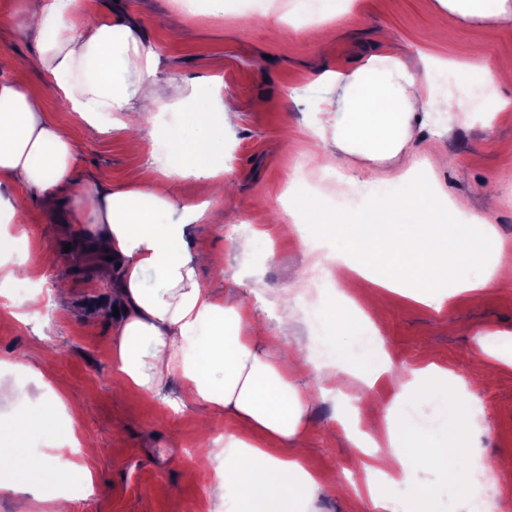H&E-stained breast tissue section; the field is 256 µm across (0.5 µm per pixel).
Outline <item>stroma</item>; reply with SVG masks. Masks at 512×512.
<instances>
[{"label": "stroma", "mask_w": 512, "mask_h": 512, "mask_svg": "<svg viewBox=\"0 0 512 512\" xmlns=\"http://www.w3.org/2000/svg\"><path fill=\"white\" fill-rule=\"evenodd\" d=\"M295 2L224 0L223 15L214 16L207 0H88L102 13L140 22L170 77H215L225 95L236 100L237 123L224 132V178L235 183L237 193L207 203L210 215L193 225L192 243L225 256L223 272L202 270L203 284L238 292L273 335L278 332L275 295L292 291L296 278L309 280L315 273L316 258L304 242L306 222L288 209L289 187L303 179L307 190L342 211L355 190L351 178L376 193L382 177L374 162L332 172L318 166V142L309 123L329 90L312 83L313 74L327 65L352 67L381 47H400L412 60L440 63L436 80L445 90L454 81L443 62L492 66L512 60V26L488 42L482 27L438 14L434 0H353L329 22L331 38L323 46L308 39L309 20L294 12ZM18 3L0 0V80L21 82L41 95L74 142L78 176L119 187L132 168L164 158L163 133L145 134L142 153L130 155L125 132L88 126L66 111L47 77L26 70L24 60L34 46L24 35ZM175 11L194 30L193 40H177L168 30L166 19ZM497 94L508 101L506 111H487L488 90H468L472 118L457 136L427 130L416 151L399 161L402 169L428 181L447 211L494 229L497 245L488 255L494 263L512 252V85ZM0 193L23 206L20 223L6 225V232L24 230L31 254L47 248L57 254L54 266H35L30 281L8 287L11 300L0 311V384L13 390L20 410L42 397L60 399V414H75L78 432L94 435L105 450L96 462L93 492L63 487L71 512H207L206 484L184 482L178 465L202 448L195 409L170 406L180 397L179 385L171 384L162 399L115 388L116 319L111 289L96 285L98 258L91 255L72 266L61 215L22 184ZM256 231L265 232V239L250 255L241 254L240 241ZM380 276L376 270L359 280L354 293L360 308L365 294L379 296L374 324L398 371L373 390L378 413L371 422L379 427L395 395L412 381V369L434 363L469 377L485 334L512 335V288L458 293L436 310L402 291L379 292ZM35 291L43 303L26 311V299ZM23 311L28 314L24 324L16 318ZM357 391V379L343 377L335 400L315 401L309 409L306 465L319 475L321 489L306 512H372L367 475L336 417L343 399L355 398ZM472 393L482 409L476 451L495 469L512 472V366L494 364Z\"/></svg>", "instance_id": "stroma-1"}]
</instances>
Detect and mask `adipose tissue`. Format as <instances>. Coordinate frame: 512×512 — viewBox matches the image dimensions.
I'll list each match as a JSON object with an SVG mask.
<instances>
[{
	"instance_id": "1",
	"label": "adipose tissue",
	"mask_w": 512,
	"mask_h": 512,
	"mask_svg": "<svg viewBox=\"0 0 512 512\" xmlns=\"http://www.w3.org/2000/svg\"><path fill=\"white\" fill-rule=\"evenodd\" d=\"M434 6L449 19L489 32L512 23V0H435ZM21 11L24 32L36 45L26 67L43 73L81 120L94 124L107 115L113 129L125 130L179 108L186 123L168 132V155L152 172H134L128 187L111 189L76 179L73 143L42 98L22 83L0 81V184L24 183L66 207V228L77 242L73 265L89 249L102 256L98 277L111 282L119 310L112 355L118 384L158 397L176 382L180 406L221 413L232 422L223 447L210 451L220 465L183 462L186 477L206 482L212 497L236 502L238 512H297L300 500L320 489L298 446L313 399H327L338 377L355 374L363 384V408L370 414L377 409L370 392L392 363L375 328L347 308L332 306L324 324L342 339L329 361L305 345L292 355L282 342L297 322L290 298H276L279 333L272 336L238 295L205 287L203 263L220 266L224 260L191 248L189 230L202 212L183 203L172 184L191 178L204 195L224 194V139L214 126L230 124L234 111L220 85L211 84L204 98L199 81L170 79L142 26L121 15H91L86 0H21ZM314 79L334 92L313 127L327 167L361 158L387 164L388 170L385 192L364 214L329 213L317 197L295 189L292 206L307 214L311 237L345 239L361 251L364 266L397 274L398 285L437 309L448 297L445 283L459 293L502 284L496 268L475 276L463 271L467 259L491 251L490 232L440 222L433 194L396 166L416 149L432 120H442L445 132L454 133L465 110L462 99L440 90L431 75L415 77L400 49L369 54L348 70L322 69ZM405 210L416 212L413 223H391V215ZM27 250L25 235L0 234L1 297L7 284L28 279L30 267L10 259ZM347 335L355 345L344 343ZM308 372L320 379L318 391L298 389V378ZM416 374L418 386L401 390L399 401L432 402L445 413L427 429L408 410L387 421L380 437L387 450L364 468L393 473L409 497L394 500L370 489L383 512H434L435 495L419 481L428 469L457 485L487 473L485 459L473 448L478 408L452 412L447 371L430 364ZM46 432L54 448L34 454L30 440ZM74 440L72 423L60 420L54 401L14 413L0 424V470L7 473L0 489L37 490L50 512H68L60 486L93 482L92 459L65 453Z\"/></svg>"
}]
</instances>
